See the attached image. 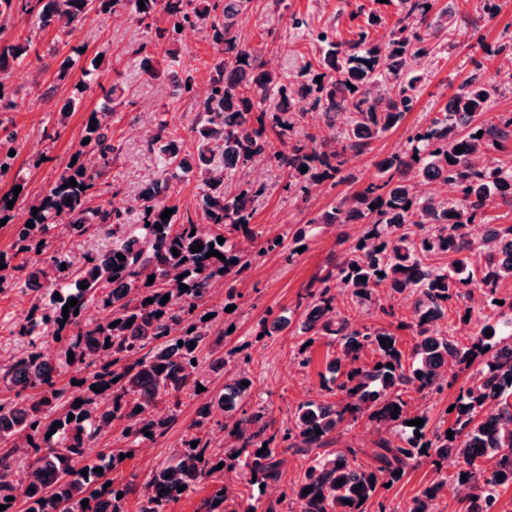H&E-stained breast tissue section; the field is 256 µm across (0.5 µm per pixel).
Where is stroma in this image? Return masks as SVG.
Listing matches in <instances>:
<instances>
[{
    "mask_svg": "<svg viewBox=\"0 0 512 512\" xmlns=\"http://www.w3.org/2000/svg\"><path fill=\"white\" fill-rule=\"evenodd\" d=\"M500 4V12L491 18L483 13L481 0H435L430 16L436 27L432 43L437 52L421 83L414 109L398 127L352 157L343 174L316 186L309 208L297 207L283 192L277 170L266 167L262 179L269 192L257 204L253 221L263 228L267 238L284 235L288 248L294 245L292 233L303 231V250L289 262L276 250L251 260L237 276L220 283L209 304L217 321L228 330L225 352L236 356L224 376L213 378L212 391L221 392L242 369L249 372L253 381L250 396L239 399L232 411L221 415L217 438H225L227 428L259 406L264 407L266 419L278 426L287 425L295 408L317 398L323 381L332 376L330 364L339 347L325 337L304 344L301 327L305 315L300 301L310 284L356 245L365 226L318 224L315 216L332 210L341 198L377 182V162L403 151L410 131L426 126L434 112L471 75L497 85L498 91L489 101L490 112H512V84L502 81L495 64L487 60L488 53L512 39V0H500ZM402 7L401 0H251L239 20V33L242 40L262 52L270 66L297 78L304 74L309 61L321 55L312 32L328 28L344 41L357 39L362 33L378 41L394 27ZM294 15L305 19L306 27L294 28L290 23ZM168 25L162 15L153 16L146 26L130 16L117 23L112 16L93 12L68 35L60 37L55 28L35 27L28 15H13L7 39L30 42L31 50L0 79V141L13 136L15 150L11 157L0 150V159L9 160L7 175L0 178V194L18 181L24 186V198L31 199L53 183L79 149L91 113L110 111L101 86L116 83L125 90V103L112 111L107 127V136L116 151L105 182L99 187L98 201L110 208H123L128 223H138L139 207H123L122 200L140 197L158 168L155 154L133 137L132 129L148 112L153 119H167L184 141H191L198 96H176L173 78L189 72L197 82H206L205 63L213 54L204 30L186 26L170 35L181 52L168 76L152 79L143 75L135 50L139 44L157 39L159 30ZM101 52L107 53L113 67L97 73L95 82H87L85 73ZM65 61L70 67L63 75L59 67ZM76 94L82 97L80 107L61 114V104ZM35 298V292L21 281L0 291V351H18L12 330L24 321ZM338 307L355 327L396 330L400 349L410 352L412 336L396 329L399 321L409 320L413 313L401 295L381 293L376 304L370 306L347 298ZM469 379V371L459 372L456 381L442 392L424 398L412 392L407 400L414 411L427 413L429 427L449 426L452 416L448 409ZM206 400L203 394L182 397L177 420L167 433L148 449H133L130 457L110 471V478L118 483L143 481L152 467L193 431L198 410ZM377 439L373 426L362 418L343 424L328 449L333 452L347 446L357 448L359 463L370 465ZM310 463L309 456L287 454L280 484L266 488L249 484L242 470L227 474L225 482L231 491H246L265 506L278 498L282 486L294 484ZM436 477L431 462H424L399 482L380 489L375 500L368 502L366 512H378L382 504L389 512H405L413 497Z\"/></svg>",
    "mask_w": 512,
    "mask_h": 512,
    "instance_id": "stroma-1",
    "label": "stroma"
}]
</instances>
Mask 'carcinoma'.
<instances>
[{
    "label": "carcinoma",
    "instance_id": "carcinoma-1",
    "mask_svg": "<svg viewBox=\"0 0 512 512\" xmlns=\"http://www.w3.org/2000/svg\"><path fill=\"white\" fill-rule=\"evenodd\" d=\"M250 2L0 0L1 76L30 50L28 42H4L8 22L18 10L35 17L42 28L55 25L66 33L96 6L105 14L129 12L140 22L161 13L174 30L186 24L206 28L214 49L206 63L208 93L196 105L192 146H184L165 119L156 124L149 147L157 153L161 171L142 194L141 223L130 226L122 211L92 205L97 181L115 151L104 133L112 113L93 112L86 147L97 154L100 168L69 163L28 205L38 213L29 217L33 226L25 227L15 243V255L22 256V262L0 257V291L20 272L39 292L29 319L16 332L24 348L0 362V385L15 391V399L0 402L3 512H14L8 497L13 468L20 464L28 475L24 512H101L105 502L111 512H125V497L135 488L130 483L114 486L106 474L95 472L98 465L85 462L86 448L115 424L122 426L121 439L127 444L154 442L177 418L181 395L197 394L207 375H224L229 364L221 352L224 328L213 318L205 319L202 308L216 285L239 273L249 257L282 246L251 223L267 184L234 179L261 161L272 164L286 177L283 190L305 207L312 187L340 174L352 156L398 126L416 104L421 76L413 70L433 62L435 53L428 33L431 0H404L402 16L383 44L364 36L341 42L329 29L313 33L325 55L318 63L321 72L303 81L267 67L262 54L240 40L237 18ZM147 47L140 45L136 53L150 78L158 76L157 55L173 61L180 52L172 44L159 50ZM494 91L471 77L428 126L408 136L403 153L380 162L379 182L310 220H355L367 227L363 240L303 297L305 344L329 336L340 346L335 366L342 370V380L322 388L332 400L300 404L283 429L264 420L259 409L242 421L234 444L227 448L191 434L147 474L138 494V512H170L172 504L201 482H222L224 473L239 467L256 475L258 484H277L285 454L324 448L341 424L364 416L379 433L375 469L358 464L357 450L350 447L317 455L299 482L263 512H280L289 499L299 512H365V502L376 496L378 487L393 484L419 466L429 448L439 459L464 464L455 478L468 488L465 512H508L499 502V489L512 485V302L504 310L495 300L498 288L512 282V254L507 252L512 224L496 225L478 242L471 236V226L482 221L489 201L500 198L512 204V155L505 153L512 138V113L476 122L486 114ZM297 101L322 114L330 138L300 130L305 113L294 110ZM478 133L482 137H476ZM460 146L464 151L458 153ZM184 171L200 182L199 208L192 213L170 204L173 180ZM171 208L170 218H161ZM50 224H60L77 237L95 226H108L112 244L83 255L74 268L68 254L49 250L43 235ZM219 237L224 238L221 244ZM33 240L49 252V266L25 257ZM197 244L203 249L192 251ZM212 249L223 258L207 257ZM120 254L125 260L118 259ZM445 256L448 262H440ZM82 283L87 288H81ZM182 284L187 288H180ZM474 287L484 291L497 320L461 344L435 321L445 316L450 304L466 301ZM382 289L414 297L410 321L398 325L414 337L408 357L390 330L358 329L338 308L337 297L344 293L353 301L373 303ZM165 295L169 300L163 304ZM72 298L78 300L77 307L69 308L65 320L63 307ZM149 298L153 302H147ZM90 304L102 313L92 323L84 320ZM488 331L492 336H486ZM49 337L60 344L64 356L74 353L65 366L83 373L79 406L66 397V387L58 385L59 372L37 362L41 344ZM368 352L377 360L360 363ZM456 368L474 372L460 390L450 426L435 429L429 439L416 426L413 435H402L407 422H428L427 415L411 410L403 395L441 391L448 383L445 370ZM247 380L238 375L231 396L212 394L199 408L196 425L211 421L213 411L229 408L233 398L248 396L251 386L243 385ZM95 386L100 391H94ZM396 406L399 413L394 417ZM56 422L61 426L54 427ZM147 432L151 436H145ZM193 442L197 446H191ZM436 471L438 478L406 512H442L439 499L448 476L439 467ZM180 486L184 490H178ZM257 509L252 497L222 485L203 500L199 512Z\"/></svg>",
    "mask_w": 512,
    "mask_h": 512
}]
</instances>
